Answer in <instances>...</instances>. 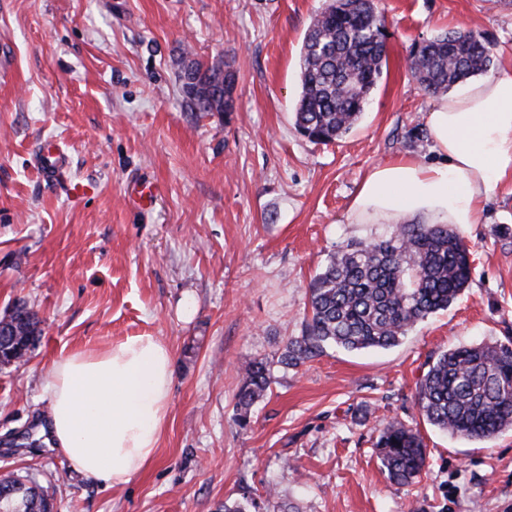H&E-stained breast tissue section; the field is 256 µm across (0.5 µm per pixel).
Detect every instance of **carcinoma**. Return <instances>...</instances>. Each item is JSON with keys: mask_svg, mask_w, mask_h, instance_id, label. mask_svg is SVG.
<instances>
[{"mask_svg": "<svg viewBox=\"0 0 512 512\" xmlns=\"http://www.w3.org/2000/svg\"><path fill=\"white\" fill-rule=\"evenodd\" d=\"M385 19L375 3L347 12L338 0L315 16L301 55V93L294 123L313 141L331 142L357 124L382 74L386 59ZM493 63L489 43L468 29L450 31L412 52V75L427 92L448 91L486 72ZM180 79L196 112H225L230 85L222 69L191 61ZM469 248L448 224H393L382 238L347 244L330 257L309 287L301 335L288 340L272 361L255 359L244 369L236 395L235 422L250 424L252 407L274 382L273 366L297 367L329 346L346 351L389 349L418 323L446 310L467 288ZM17 343L30 350L39 319L25 305L14 307ZM426 420L442 432L491 439L512 426V340L450 348L429 363L416 388ZM390 480L408 484L428 467L419 433L388 422L376 442ZM29 482L22 512H54L52 494L34 478L0 479V506H16L14 485ZM250 496L224 504V512H259Z\"/></svg>", "mask_w": 512, "mask_h": 512, "instance_id": "cac0c4a2", "label": "carcinoma"}]
</instances>
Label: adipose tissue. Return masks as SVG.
Returning a JSON list of instances; mask_svg holds the SVG:
<instances>
[{"instance_id":"ef3b65f1","label":"adipose tissue","mask_w":512,"mask_h":512,"mask_svg":"<svg viewBox=\"0 0 512 512\" xmlns=\"http://www.w3.org/2000/svg\"><path fill=\"white\" fill-rule=\"evenodd\" d=\"M427 125L436 162L401 154L371 166L351 223H482L491 195L512 178V67L435 99ZM171 380L172 355L152 336L54 362L47 388L56 448L88 477L128 482L155 458Z\"/></svg>"}]
</instances>
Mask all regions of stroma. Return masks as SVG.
Listing matches in <instances>:
<instances>
[{"instance_id": "35a3bbf8", "label": "stroma", "mask_w": 512, "mask_h": 512, "mask_svg": "<svg viewBox=\"0 0 512 512\" xmlns=\"http://www.w3.org/2000/svg\"><path fill=\"white\" fill-rule=\"evenodd\" d=\"M328 0H0V315L26 303L40 335L0 367V478L32 477L57 512H218L244 493L261 512H512V429L453 437L415 388L449 348L512 338V180L463 235L468 288L387 350L337 347L275 365L247 428L234 421L244 368L300 335L311 279L348 242L372 165L432 158V94L414 47L483 33L512 67V0H376L387 62L358 127L319 143L293 120L305 33ZM222 63L235 109L195 112L183 56ZM64 146L52 174L46 137ZM94 183L80 200L70 181ZM149 334L171 351L155 460L129 482L86 478L41 437L53 362ZM417 429L426 474L391 481L376 441Z\"/></svg>"}]
</instances>
